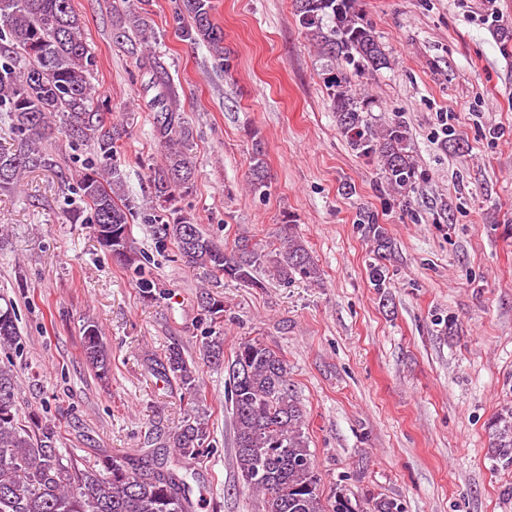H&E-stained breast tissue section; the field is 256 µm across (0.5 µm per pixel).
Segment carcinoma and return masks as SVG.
I'll return each instance as SVG.
<instances>
[{"label": "carcinoma", "instance_id": "1", "mask_svg": "<svg viewBox=\"0 0 512 512\" xmlns=\"http://www.w3.org/2000/svg\"><path fill=\"white\" fill-rule=\"evenodd\" d=\"M149 0H117L113 6V37L140 47V62L155 71L151 43L157 40ZM213 0H176L173 29L183 40L205 45L217 68L231 72L224 47V28L213 17ZM298 24L312 45L342 69L325 78L336 126L350 148L377 163L381 189L410 205L420 174L410 149L405 123L372 124L374 100L360 79L390 66L374 28L365 23L357 0H295ZM92 56L81 15L73 0H0V112L15 131L14 147L0 148V191L14 192L23 174L52 171L53 155L45 144L63 135L72 144L89 143L108 161L89 162L75 174L78 203L65 211L70 224H89L100 247L138 276L140 295L155 297L145 277L144 256L137 252L131 226L139 203L121 195L117 163L124 124L94 106L96 91L89 74ZM158 93L151 102L152 135L161 149L160 163L150 168V195L155 206L149 218L157 242L173 244L189 267L207 269L241 285L261 288L259 267H267L287 286L300 277L320 280V269L298 233L283 215L270 248L240 236L228 248L208 236L178 206L181 194L193 187L195 166L190 156L193 129L180 112L176 92L156 77ZM59 123H53V118ZM250 158V192H269L268 170L257 132ZM357 225L375 245L380 259L391 254L392 242L370 211L359 213ZM199 300L210 320L201 360L182 347H168L148 359L155 375L177 386L194 405L203 403L199 363L224 364V300L203 292ZM82 350L99 380L109 378L110 355L98 325H83ZM21 350L18 315L13 302L0 305V349ZM234 426L235 463L243 484L260 497L262 512H358L346 498L324 497L322 478L309 448L306 414L288 380L282 354L259 340L238 344L227 365ZM19 375L12 361L0 362V512H193L191 488L179 470L204 463L211 453L204 412L187 413L166 434L167 459L128 454H97L77 458L59 447L60 430L53 423L25 422L19 414ZM491 458L512 465V407L495 415L488 428Z\"/></svg>", "mask_w": 512, "mask_h": 512}]
</instances>
